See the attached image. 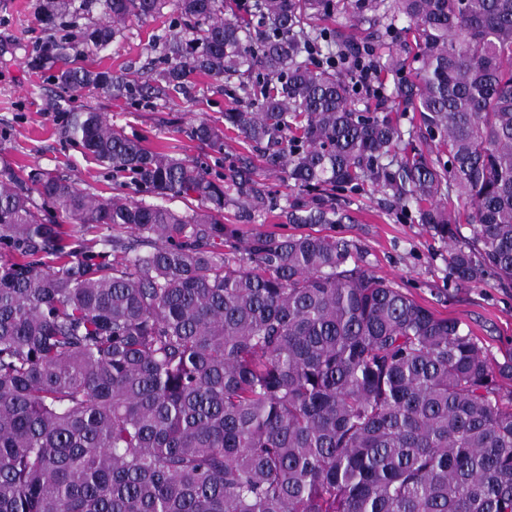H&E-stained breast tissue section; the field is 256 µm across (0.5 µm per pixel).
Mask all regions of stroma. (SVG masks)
<instances>
[{
	"mask_svg": "<svg viewBox=\"0 0 512 512\" xmlns=\"http://www.w3.org/2000/svg\"><path fill=\"white\" fill-rule=\"evenodd\" d=\"M42 4L0 0V167L55 170L88 191L107 189L111 174L61 133L64 112L87 109L103 113L129 137L158 147L178 143L182 156L206 159L216 169L247 155L245 144L232 134L225 137L220 156L180 134L200 119L222 124L225 112L235 107V99L213 80L199 79L187 96L173 92L132 103L87 90L65 91L52 71L31 69L29 58L43 37ZM174 18L169 10L155 20L128 23L120 36L92 56L93 66L145 79L158 62L152 40ZM336 206L347 214V221L322 225V232L354 241L364 265L376 275L436 314L459 319L496 362L512 357V288L493 279L479 285L456 283L448 274L447 244L427 232L415 216L388 203L376 187L337 192Z\"/></svg>",
	"mask_w": 512,
	"mask_h": 512,
	"instance_id": "stroma-1",
	"label": "stroma"
}]
</instances>
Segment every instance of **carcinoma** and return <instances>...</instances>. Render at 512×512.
<instances>
[{"instance_id":"carcinoma-1","label":"carcinoma","mask_w":512,"mask_h":512,"mask_svg":"<svg viewBox=\"0 0 512 512\" xmlns=\"http://www.w3.org/2000/svg\"><path fill=\"white\" fill-rule=\"evenodd\" d=\"M73 2L43 5L33 69L131 102L222 82L237 107L187 136L222 154L232 132L316 194L283 204L248 157L217 172L91 110L63 135L129 178L110 194L0 169V512H512V360L343 238L224 223L341 224L336 191L369 183L450 243L456 282L512 287V0H83L99 22L61 35ZM168 4L148 80L87 64ZM338 14L367 37L319 25ZM366 69L394 91L362 111ZM279 211L264 216H255L254 218H248L241 212V210L235 207H229L224 209V223L235 224L244 233H249L253 229H260L266 232H272L277 234H289L296 233L299 231H307L306 229H297L294 224H285V219H280L277 216Z\"/></svg>"}]
</instances>
